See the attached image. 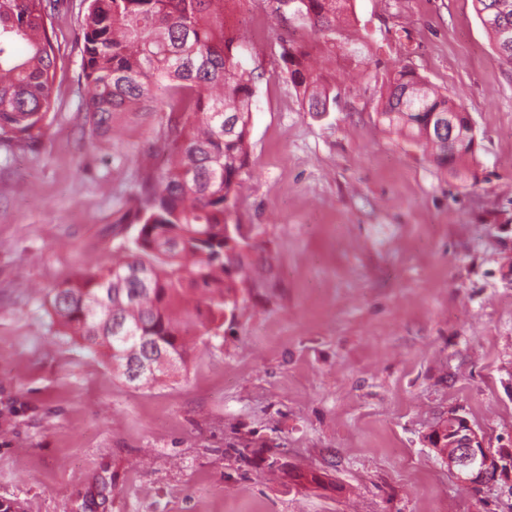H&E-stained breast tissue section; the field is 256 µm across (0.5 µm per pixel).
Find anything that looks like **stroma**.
Segmentation results:
<instances>
[{
    "mask_svg": "<svg viewBox=\"0 0 512 512\" xmlns=\"http://www.w3.org/2000/svg\"><path fill=\"white\" fill-rule=\"evenodd\" d=\"M62 0L50 126L0 145V502L17 512H512V65L472 0H351L336 96L306 111L280 38L311 42L276 0L225 21L260 79L233 216L252 267L221 336L133 388L64 335L43 291L118 242L112 223L161 159L158 117L88 135L80 29ZM260 19L257 38L252 19ZM412 68L461 97L479 141L462 188L379 124ZM500 463L456 480L430 446L449 411Z\"/></svg>",
    "mask_w": 512,
    "mask_h": 512,
    "instance_id": "obj_1",
    "label": "stroma"
}]
</instances>
